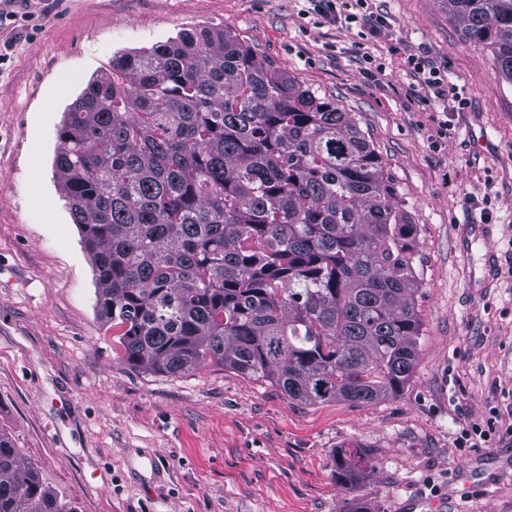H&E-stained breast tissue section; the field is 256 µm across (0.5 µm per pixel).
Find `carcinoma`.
Returning <instances> with one entry per match:
<instances>
[{
    "instance_id": "carcinoma-1",
    "label": "carcinoma",
    "mask_w": 512,
    "mask_h": 512,
    "mask_svg": "<svg viewBox=\"0 0 512 512\" xmlns=\"http://www.w3.org/2000/svg\"><path fill=\"white\" fill-rule=\"evenodd\" d=\"M512 84V0H442ZM55 175L131 367L214 366L293 400L399 395L418 225L349 113L222 28L125 52L58 129ZM343 485L373 470L336 455ZM0 512H75L0 431Z\"/></svg>"
}]
</instances>
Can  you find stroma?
Wrapping results in <instances>:
<instances>
[{"label":"stroma","instance_id":"stroma-1","mask_svg":"<svg viewBox=\"0 0 512 512\" xmlns=\"http://www.w3.org/2000/svg\"><path fill=\"white\" fill-rule=\"evenodd\" d=\"M380 33L325 22L314 0H33L0 22V428L77 512H512V85L441 0H372ZM220 27L349 112L419 228V355L374 404L289 399L209 367L132 368L54 176L58 129L112 57ZM365 43L385 66L364 73ZM433 61L467 106L443 111L407 70ZM488 135L483 149L473 147ZM485 237L461 249L463 225ZM495 283L472 288L482 258ZM493 422L489 442L457 445ZM374 469L341 485L335 459ZM368 455L361 448L342 449L336 455V470L341 483L347 486L361 472L373 470Z\"/></svg>","mask_w":512,"mask_h":512}]
</instances>
